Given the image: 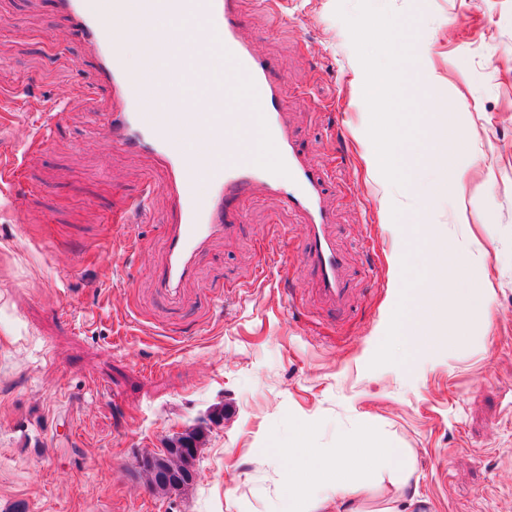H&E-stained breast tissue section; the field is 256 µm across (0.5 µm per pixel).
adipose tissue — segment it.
I'll return each mask as SVG.
<instances>
[{
  "mask_svg": "<svg viewBox=\"0 0 512 512\" xmlns=\"http://www.w3.org/2000/svg\"><path fill=\"white\" fill-rule=\"evenodd\" d=\"M423 244L431 257L430 271L419 288L420 301L400 320L398 329L415 349L431 350L453 346L455 334L438 332L432 318L440 312L448 297L444 288L449 273L463 267V257L447 239L432 234ZM389 471L398 477L394 501L378 512H398L401 503L415 504L418 491L410 484L411 466L406 449L393 441L364 430L358 442L341 441L335 455L326 457L318 478L296 473L288 485V512H322L327 502H335L336 512H361L359 500L368 487L367 471Z\"/></svg>",
  "mask_w": 512,
  "mask_h": 512,
  "instance_id": "1",
  "label": "adipose tissue"
}]
</instances>
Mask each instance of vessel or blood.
<instances>
[{"instance_id": "vessel-or-blood-1", "label": "vessel or blood", "mask_w": 512, "mask_h": 512, "mask_svg": "<svg viewBox=\"0 0 512 512\" xmlns=\"http://www.w3.org/2000/svg\"><path fill=\"white\" fill-rule=\"evenodd\" d=\"M75 28L93 46L100 80L115 102L100 126L113 147L155 157L172 200L166 256L157 272L162 289L176 294L197 257L215 234L232 235L225 221L231 208L262 194H284L288 209L308 219L307 257L322 295L335 307L347 302L343 256L327 232L334 216L323 202V186L288 129L286 85L240 34L242 0H57ZM179 14L205 33L185 64L166 56L172 33L163 19ZM139 42L151 70L128 68L125 41ZM244 78L261 107L259 131L278 147L272 166L259 164L244 141L227 134L240 125L225 106L236 92L232 76ZM208 88L212 111L182 112L181 91Z\"/></svg>"}]
</instances>
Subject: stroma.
Masks as SVG:
<instances>
[{"instance_id": "35a3bbf8", "label": "stroma", "mask_w": 512, "mask_h": 512, "mask_svg": "<svg viewBox=\"0 0 512 512\" xmlns=\"http://www.w3.org/2000/svg\"><path fill=\"white\" fill-rule=\"evenodd\" d=\"M285 10L280 23L246 0L240 33L284 78L290 128L326 184L340 311L305 262L306 217L277 195L242 202L234 236L209 243L178 298L160 293L172 202L157 186L153 222H124L153 161L97 134L107 92L91 45L55 0H0V157L18 165L0 182V512H282L299 431L329 453L367 423L408 449L427 512H512V0ZM376 65L394 73L396 110L378 129ZM57 99L60 123H42ZM441 121L463 147L464 224L456 200L427 192ZM403 134L390 167L365 169L360 152ZM268 224L282 227L274 263L258 244ZM421 224L468 259L439 323L484 281L490 313L451 349L383 357L428 273ZM196 427L195 483L154 494L140 457Z\"/></svg>"}]
</instances>
